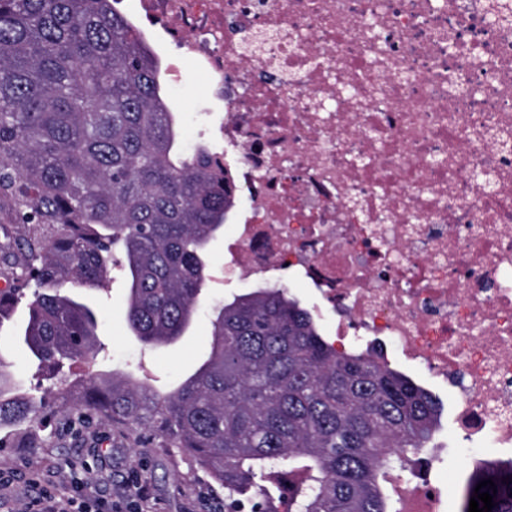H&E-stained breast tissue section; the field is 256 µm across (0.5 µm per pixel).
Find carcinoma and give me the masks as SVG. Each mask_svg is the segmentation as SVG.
Here are the masks:
<instances>
[{"label": "carcinoma", "mask_w": 512, "mask_h": 512, "mask_svg": "<svg viewBox=\"0 0 512 512\" xmlns=\"http://www.w3.org/2000/svg\"><path fill=\"white\" fill-rule=\"evenodd\" d=\"M161 61L114 0H0V219L30 230L5 274L0 327L33 289L22 341L54 373L97 346L95 311L61 288L103 290L123 252L129 331L178 341L211 282L209 245L235 208L207 146L182 148ZM209 350L168 393L132 375L60 389L72 409L133 423L224 488V512H399L392 477L431 447L436 398L371 347L334 348L287 288L212 310ZM0 358V429L36 419ZM491 512H512V462H479Z\"/></svg>", "instance_id": "1"}]
</instances>
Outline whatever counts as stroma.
Masks as SVG:
<instances>
[{
  "mask_svg": "<svg viewBox=\"0 0 512 512\" xmlns=\"http://www.w3.org/2000/svg\"><path fill=\"white\" fill-rule=\"evenodd\" d=\"M171 111L180 115L181 138L185 145H207L221 151L218 126L224 115L210 109L206 77L191 62L181 65V81L166 88ZM128 280L121 267H113L106 290L79 289L80 298L99 306L97 335L101 352L96 361H76L71 376L129 374L147 370L160 391L174 389L195 369L210 340L212 307L230 301L242 289L236 281L210 283L195 322L177 343L158 349L143 347L128 330L125 306ZM27 319L26 303H18L12 318L0 328V358L4 359L22 391L36 393L53 381L31 357L18 339ZM392 368L412 377L438 399L435 447L430 455L432 483L440 487L447 512H459L461 494L474 460L462 456L466 442L453 424L455 390L449 383H437L406 358L387 353ZM87 470H78L80 462ZM37 471L40 485L60 495H71L75 481L95 487L99 497L108 499L132 495V480H140L151 494L153 512H224V490L190 458L175 448L163 447L161 439L145 437L133 424L116 425L100 413L86 417L56 415L34 430L19 429L8 447L0 448V475L11 484V493L0 501V512H17L18 496L31 494L29 473Z\"/></svg>",
  "mask_w": 512,
  "mask_h": 512,
  "instance_id": "35a3bbf8",
  "label": "stroma"
}]
</instances>
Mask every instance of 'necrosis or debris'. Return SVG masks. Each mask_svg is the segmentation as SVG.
Returning a JSON list of instances; mask_svg holds the SVG:
<instances>
[{"mask_svg": "<svg viewBox=\"0 0 512 512\" xmlns=\"http://www.w3.org/2000/svg\"><path fill=\"white\" fill-rule=\"evenodd\" d=\"M225 111L240 282L288 270L338 342L460 376L466 453H512V0H140ZM494 64L472 68L473 58ZM479 94H467L470 86ZM491 171L478 192L467 172ZM402 512H442L423 471Z\"/></svg>", "mask_w": 512, "mask_h": 512, "instance_id": "necrosis-or-debris-1", "label": "necrosis or debris"}]
</instances>
